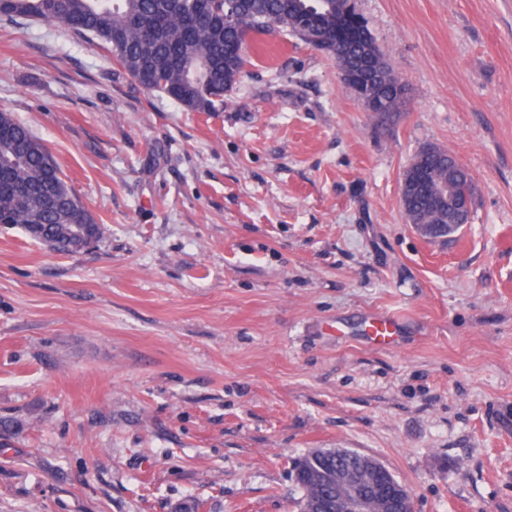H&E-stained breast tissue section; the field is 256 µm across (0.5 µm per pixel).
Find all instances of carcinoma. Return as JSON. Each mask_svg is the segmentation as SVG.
Masks as SVG:
<instances>
[{"instance_id":"obj_1","label":"carcinoma","mask_w":512,"mask_h":512,"mask_svg":"<svg viewBox=\"0 0 512 512\" xmlns=\"http://www.w3.org/2000/svg\"><path fill=\"white\" fill-rule=\"evenodd\" d=\"M53 21L98 41L142 88L186 112H216L240 81L245 53L276 21L292 20L293 35L333 60L352 67L346 88L373 99L390 118L404 106L402 84L358 12L357 0H0V20ZM416 187L404 197L407 220L445 224L431 201L448 181L456 157L427 145L415 155ZM0 224L20 227L49 249L71 254L85 237L99 239L104 226L79 201L46 145L14 116L0 110ZM326 459L300 458L294 481L299 506L347 512L344 495L314 481Z\"/></svg>"}]
</instances>
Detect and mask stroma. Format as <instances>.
Wrapping results in <instances>:
<instances>
[{"label":"stroma","mask_w":512,"mask_h":512,"mask_svg":"<svg viewBox=\"0 0 512 512\" xmlns=\"http://www.w3.org/2000/svg\"><path fill=\"white\" fill-rule=\"evenodd\" d=\"M357 5L407 88L387 123L285 31L187 112L0 21V109L106 227L65 255L0 226V512H299L317 448L414 512H512V0ZM426 145L475 184L444 242L401 203Z\"/></svg>","instance_id":"1"}]
</instances>
